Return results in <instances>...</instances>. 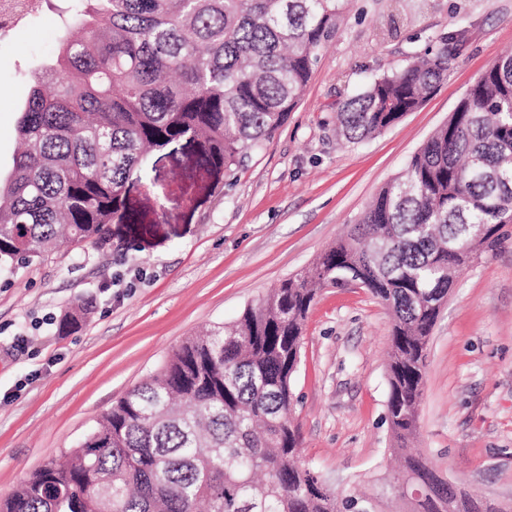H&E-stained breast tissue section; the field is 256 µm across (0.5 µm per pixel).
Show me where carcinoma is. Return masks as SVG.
<instances>
[{"label":"carcinoma","instance_id":"cac0c4a2","mask_svg":"<svg viewBox=\"0 0 512 512\" xmlns=\"http://www.w3.org/2000/svg\"><path fill=\"white\" fill-rule=\"evenodd\" d=\"M348 0H69L56 52L30 70L18 150L0 188V267L60 243L101 247L135 224L124 188L170 147L212 190L298 105ZM448 40L374 77L337 111L359 143L419 109L448 73ZM512 224V55L379 191L360 223L230 325L190 336L103 413L78 446L30 473L0 512H441L411 484L429 340L457 278ZM484 235L465 252L473 230ZM358 282L391 313L386 401L394 473L330 485L301 460L291 378L319 291ZM458 512H496L456 487Z\"/></svg>","mask_w":512,"mask_h":512}]
</instances>
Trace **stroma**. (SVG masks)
<instances>
[{
	"label": "stroma",
	"mask_w": 512,
	"mask_h": 512,
	"mask_svg": "<svg viewBox=\"0 0 512 512\" xmlns=\"http://www.w3.org/2000/svg\"><path fill=\"white\" fill-rule=\"evenodd\" d=\"M63 0L0 45V175L17 149L29 66L52 53ZM463 30L448 77L416 111L359 144L337 137L336 105ZM512 52V0H349L287 123L212 192L153 155L125 194L133 242L69 244L0 271V497L75 447L95 420L188 336L234 322L357 223L380 189ZM183 196L163 198L165 184ZM170 219H161L160 208ZM466 267L429 342L416 446L439 474L512 505V224ZM78 323L61 330L63 319ZM391 317L366 289L324 288L292 377L304 462L332 484L388 472ZM25 337V348L15 347Z\"/></svg>",
	"instance_id": "35a3bbf8"
}]
</instances>
